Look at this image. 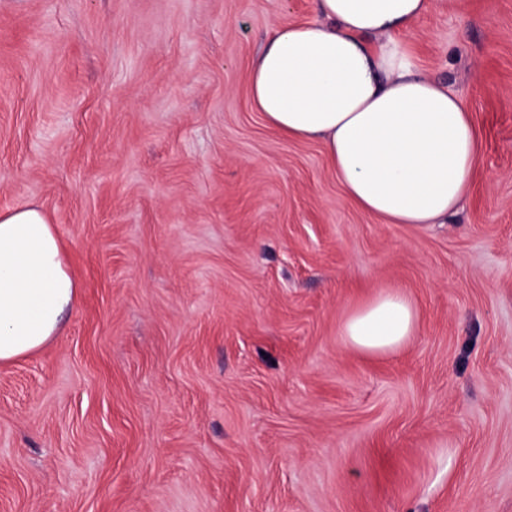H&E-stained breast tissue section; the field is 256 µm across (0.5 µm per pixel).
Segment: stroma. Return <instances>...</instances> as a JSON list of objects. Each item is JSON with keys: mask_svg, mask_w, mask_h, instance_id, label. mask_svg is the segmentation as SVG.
I'll return each mask as SVG.
<instances>
[{"mask_svg": "<svg viewBox=\"0 0 512 512\" xmlns=\"http://www.w3.org/2000/svg\"><path fill=\"white\" fill-rule=\"evenodd\" d=\"M420 71L483 150L447 223L361 210L249 94L314 0H0V214L79 299L0 363V512H512V0H442ZM387 287L401 351L349 348ZM419 313L401 289L386 288L345 315L340 334L346 345L369 355L397 351L415 336Z\"/></svg>", "mask_w": 512, "mask_h": 512, "instance_id": "1", "label": "stroma"}]
</instances>
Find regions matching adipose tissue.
Returning <instances> with one entry per match:
<instances>
[{
  "mask_svg": "<svg viewBox=\"0 0 512 512\" xmlns=\"http://www.w3.org/2000/svg\"><path fill=\"white\" fill-rule=\"evenodd\" d=\"M430 0H315V15L276 29L252 62L266 122L320 141L345 194L389 224L445 223L467 196L481 142L455 94L421 74L405 40ZM58 236L27 205L0 215V362L38 350L77 301ZM419 313L386 288L345 315L346 345L369 355L415 336Z\"/></svg>",
  "mask_w": 512,
  "mask_h": 512,
  "instance_id": "adipose-tissue-1",
  "label": "adipose tissue"
}]
</instances>
